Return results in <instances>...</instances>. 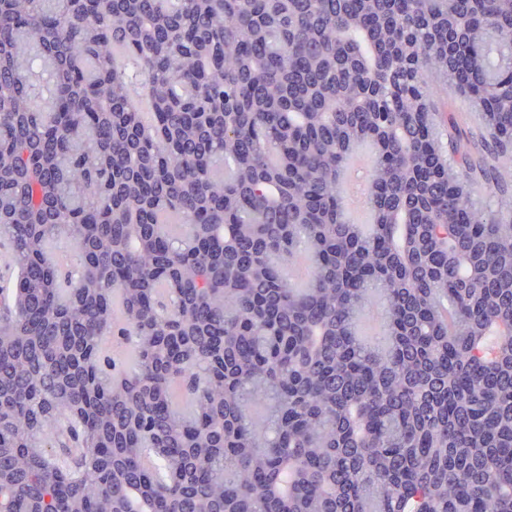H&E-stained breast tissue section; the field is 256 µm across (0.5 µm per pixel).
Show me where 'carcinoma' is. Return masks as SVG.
Wrapping results in <instances>:
<instances>
[{
    "mask_svg": "<svg viewBox=\"0 0 512 512\" xmlns=\"http://www.w3.org/2000/svg\"><path fill=\"white\" fill-rule=\"evenodd\" d=\"M500 163L512 0H0V512H512ZM431 102L435 112H437L438 119L441 121L447 120L448 142L451 139L455 140L459 133L472 135L473 138L470 137L471 141L468 145L471 153L474 156L482 153L483 147L478 135V128L481 127V124L479 125L474 120V116L479 114V112H477L472 102L449 88L443 93H436L434 90Z\"/></svg>",
    "mask_w": 512,
    "mask_h": 512,
    "instance_id": "1",
    "label": "carcinoma"
}]
</instances>
